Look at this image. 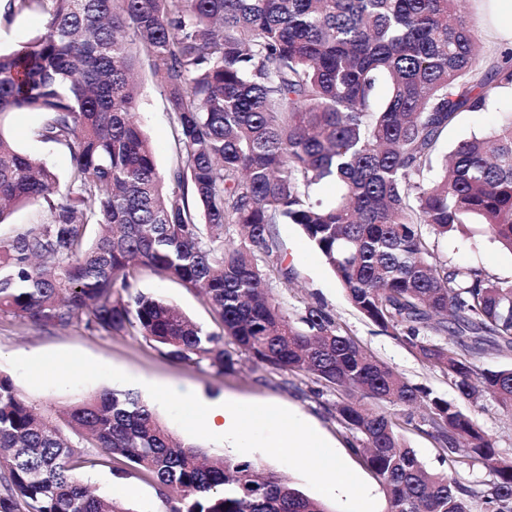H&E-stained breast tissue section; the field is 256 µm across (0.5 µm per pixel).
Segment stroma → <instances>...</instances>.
<instances>
[{
  "instance_id": "stroma-1",
  "label": "stroma",
  "mask_w": 512,
  "mask_h": 512,
  "mask_svg": "<svg viewBox=\"0 0 512 512\" xmlns=\"http://www.w3.org/2000/svg\"><path fill=\"white\" fill-rule=\"evenodd\" d=\"M5 2L0 0V48L10 50L31 40L40 31L45 13L41 7L35 6L9 17L3 11ZM463 10L475 26L482 45L483 63L495 61L502 50L512 46V10L507 8L505 0H465ZM508 112H512V96L505 94L490 111L462 114L443 137L442 151H449L458 142L472 136L491 132ZM137 119L150 140L159 168H167L175 150L173 119L163 90L152 79L144 81ZM41 121L40 113L15 112L0 126V130L19 149L47 162L60 180H67L72 167L70 155L61 146L36 139L35 131ZM276 238L293 266V278L288 282H274L272 294L287 308L290 316L301 315L311 305L322 306L368 355L392 367L411 384L431 389L472 417L494 441L499 456L512 460V409L503 407L487 394L475 400L460 396L446 375L422 362L397 337L386 334L364 318L350 305L337 278L298 225H277ZM432 244L437 259L448 265L481 267L493 280L512 281V253L500 249L483 233L480 225H471L464 235L455 233L433 238ZM137 286L173 304L208 330H215L213 318L195 289L159 279L146 270L141 272ZM224 347L232 354L236 365L234 371L218 376L205 367L164 357L151 342L140 336H109L81 323L65 329H35L0 313V373L13 377L21 394L39 407L59 411L101 387L96 381L75 390H36L16 377L10 364L11 358L16 356L59 350L82 352L127 373L133 378L132 383L126 386L127 391L144 400L149 397L147 384L155 383L180 392H198L210 398L225 396L240 402L279 405L317 429L367 483L376 500L377 512H386L381 484L353 450L356 434L336 418L335 407L341 400L338 391L316 382L312 376L255 363L233 342H225ZM363 403L371 410L391 412L399 417L405 441L428 471H448L465 484L483 490L490 487L493 476L486 469L449 470L445 453L428 433L423 409L396 407L368 397ZM82 477L98 494L132 508L133 512L169 510L166 496L137 472L119 476L102 466L83 472Z\"/></svg>"
}]
</instances>
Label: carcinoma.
<instances>
[{
  "mask_svg": "<svg viewBox=\"0 0 512 512\" xmlns=\"http://www.w3.org/2000/svg\"><path fill=\"white\" fill-rule=\"evenodd\" d=\"M48 2L39 34L0 52V123L41 113L37 138L66 148L72 169L60 189L0 130V222L28 203L50 213L0 241V313L139 334L217 376L235 365L229 337L258 363L347 395L336 417L359 435L387 512H512V461L469 416L365 355L324 308L295 318L269 294L292 274L274 226L297 224L364 317L461 395L478 382L512 406V368L477 366L488 348H512V282L438 261L429 239L476 219L512 252V114L435 165L462 113L512 93V51L478 73L460 0ZM141 50L173 117L165 172L135 120ZM327 181L341 193L324 203ZM142 269L199 290L221 332L137 288ZM355 393L426 406L453 467L489 470L491 489L426 472L398 418L367 413ZM63 415L62 427L0 375V512H133L81 478L114 461L176 491L169 512H332L284 474L205 454L132 392L103 388Z\"/></svg>",
  "mask_w": 512,
  "mask_h": 512,
  "instance_id": "cac0c4a2",
  "label": "carcinoma"
}]
</instances>
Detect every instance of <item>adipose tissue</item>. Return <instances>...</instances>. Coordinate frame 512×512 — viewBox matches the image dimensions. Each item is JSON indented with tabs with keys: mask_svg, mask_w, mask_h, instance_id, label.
<instances>
[{
	"mask_svg": "<svg viewBox=\"0 0 512 512\" xmlns=\"http://www.w3.org/2000/svg\"><path fill=\"white\" fill-rule=\"evenodd\" d=\"M192 424L220 436H237L273 418L270 410H251L231 399L210 400L201 396L189 400Z\"/></svg>",
	"mask_w": 512,
	"mask_h": 512,
	"instance_id": "ef3b65f1",
	"label": "adipose tissue"
}]
</instances>
